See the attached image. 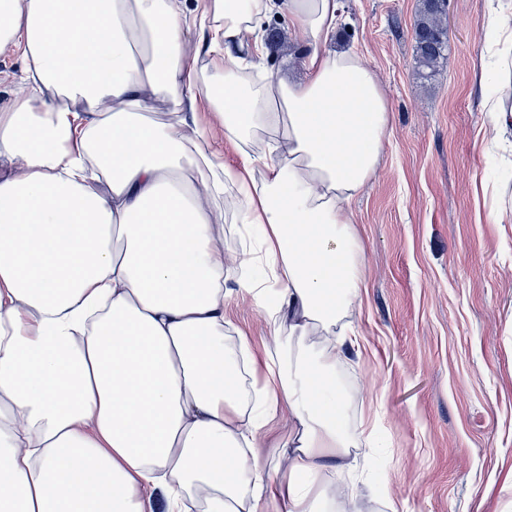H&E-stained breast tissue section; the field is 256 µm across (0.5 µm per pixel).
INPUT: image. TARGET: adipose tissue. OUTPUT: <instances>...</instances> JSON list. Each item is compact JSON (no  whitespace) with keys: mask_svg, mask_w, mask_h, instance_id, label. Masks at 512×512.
Masks as SVG:
<instances>
[{"mask_svg":"<svg viewBox=\"0 0 512 512\" xmlns=\"http://www.w3.org/2000/svg\"><path fill=\"white\" fill-rule=\"evenodd\" d=\"M306 35L305 78L225 70L209 99L241 167L190 124L199 85L177 0H0V55L33 84L0 113V512H326L322 461L358 435L336 388L359 298L351 201L389 123L375 74L330 56L342 0H213L198 32L234 43L277 9ZM490 146L512 157V0L486 22ZM179 111L160 126L159 92ZM232 193L225 253L213 200ZM261 307L257 355L224 316L226 283ZM294 426L287 476L255 462L267 421ZM214 207L217 209L224 210L225 220H224V248L229 251L236 252L241 251L244 247L242 244V240L237 232V224L236 221V213L233 209L227 208V203L225 206V199L220 198L214 202Z\"/></svg>","mask_w":512,"mask_h":512,"instance_id":"obj_1","label":"adipose tissue"}]
</instances>
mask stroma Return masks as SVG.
Instances as JSON below:
<instances>
[{
  "label": "stroma",
  "mask_w": 512,
  "mask_h": 512,
  "mask_svg": "<svg viewBox=\"0 0 512 512\" xmlns=\"http://www.w3.org/2000/svg\"><path fill=\"white\" fill-rule=\"evenodd\" d=\"M448 49L434 77L415 60L413 28L423 0H343L328 52H352L372 70L391 109L381 158L351 203L364 286L347 319L355 342L336 370L348 420L361 428L359 475L324 473L327 491L348 484L334 512H512V223L493 219L492 190L512 193L487 148L481 100L490 80L484 22L490 0H446ZM285 39L262 64L280 82L304 71V37L287 14L255 31ZM201 91L223 83L241 47L214 68L191 34ZM224 314L256 351L264 314L230 295ZM287 414L268 427L260 466L284 478Z\"/></svg>",
  "instance_id": "35a3bbf8"
}]
</instances>
